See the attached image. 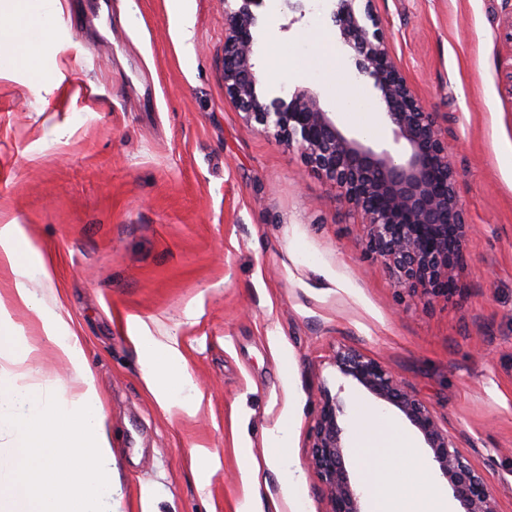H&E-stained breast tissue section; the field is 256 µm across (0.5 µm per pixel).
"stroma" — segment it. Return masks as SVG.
Returning <instances> with one entry per match:
<instances>
[{"label":"stroma","instance_id":"obj_1","mask_svg":"<svg viewBox=\"0 0 512 512\" xmlns=\"http://www.w3.org/2000/svg\"><path fill=\"white\" fill-rule=\"evenodd\" d=\"M334 7L305 0L300 14L276 0L255 38L301 50L315 30L322 49L340 45ZM181 8L195 18L187 40ZM373 11L458 173L471 230L448 296L399 287L365 248V215L297 146L243 120L224 93L222 0H61L41 48L45 83L20 63L0 69V225L20 224L35 256L57 265L52 283L29 286L69 316L93 372L112 428L115 512H141L147 495L156 512H236L230 416L241 404L259 460L265 429L297 406L306 509L330 512L312 463L325 387L344 403L345 464L366 491L353 425L361 405L378 403L336 367L348 349L425 400L497 512H512V0H373ZM341 54L323 83L284 84L262 55L253 62L269 95L308 88L331 112L354 85L362 109L336 124L356 136L379 97L351 50ZM128 315L177 342L203 395L196 414L166 413L145 390L120 325ZM13 321L38 349L39 378L60 390L69 366L29 311L14 309ZM199 445L219 469L195 461Z\"/></svg>","mask_w":512,"mask_h":512}]
</instances>
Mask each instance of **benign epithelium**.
<instances>
[{"mask_svg": "<svg viewBox=\"0 0 512 512\" xmlns=\"http://www.w3.org/2000/svg\"><path fill=\"white\" fill-rule=\"evenodd\" d=\"M224 0L228 35L224 40V92L246 122L263 126L278 140L297 144L307 163L339 188L345 203L364 211L370 228L367 248L400 269V284L450 294L453 272L463 261L466 224L456 194V171L448 145L440 137L407 80L391 59L387 34L374 18L371 2L337 0L332 19L342 42L354 53L358 73L373 81L395 142L394 154L365 136H348L311 89L291 97L262 95L254 70L256 39L253 8L264 0ZM336 367L376 399L397 408L423 436L465 512H496L493 496L457 446L438 427L428 404L406 389L382 363L354 351L336 356ZM343 411L338 397L326 390L313 429V462L331 503L330 512H362L345 466Z\"/></svg>", "mask_w": 512, "mask_h": 512, "instance_id": "benign-epithelium-1", "label": "benign epithelium"}]
</instances>
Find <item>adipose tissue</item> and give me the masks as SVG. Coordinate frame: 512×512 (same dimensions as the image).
<instances>
[{"mask_svg": "<svg viewBox=\"0 0 512 512\" xmlns=\"http://www.w3.org/2000/svg\"><path fill=\"white\" fill-rule=\"evenodd\" d=\"M60 0H0V39L13 57L40 69L42 43L50 36ZM0 265L17 276L11 303L0 301V434L11 437V466L0 477V512H112V434L93 374L69 320L39 299L26 281L30 273L52 282L53 260L31 262L17 224L0 225ZM27 308L55 356L72 370L69 393L50 396L33 385L35 347L14 348L10 307ZM128 340L142 364V381L164 412L194 411L202 394L185 368L176 343H162L127 318ZM242 462L244 503L239 512H268L256 475L260 464L284 467L283 496L290 512H305L306 496L293 454L295 412L285 411L265 431L264 461L236 436ZM353 450L372 475L371 512H451L448 492L431 463L415 450L411 436L380 410L363 407Z\"/></svg>", "mask_w": 512, "mask_h": 512, "instance_id": "1", "label": "adipose tissue"}]
</instances>
